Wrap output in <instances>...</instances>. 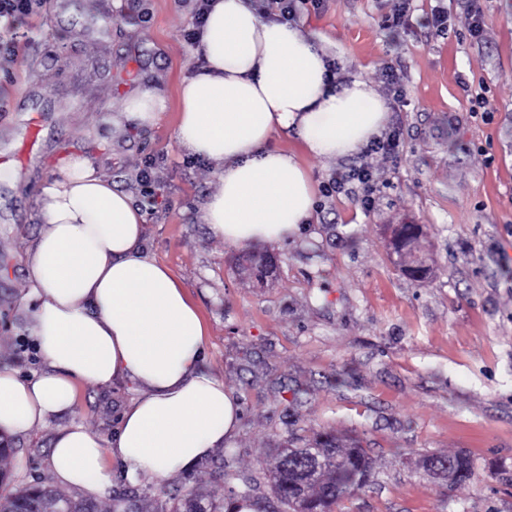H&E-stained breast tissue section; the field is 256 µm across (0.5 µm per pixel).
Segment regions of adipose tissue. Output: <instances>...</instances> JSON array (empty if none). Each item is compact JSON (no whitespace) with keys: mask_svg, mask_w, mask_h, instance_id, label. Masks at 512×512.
<instances>
[{"mask_svg":"<svg viewBox=\"0 0 512 512\" xmlns=\"http://www.w3.org/2000/svg\"><path fill=\"white\" fill-rule=\"evenodd\" d=\"M205 67L178 87L176 138L215 162L220 189L203 206L212 235L243 248L294 235L315 190L292 154L269 147L293 131L315 157L350 155L379 136L388 107L365 81L334 87L326 54L294 26L261 18L247 0H213L200 35ZM165 101L146 88L125 104L132 127L155 125ZM35 206L43 228L28 258L26 305L45 370H0V436L30 432L69 409L81 384L126 380L140 393L111 443L84 425L52 444L54 478L107 495L110 459L129 480L166 481L230 439L236 397L199 368L206 327L174 273L142 249L144 217L83 158L59 161Z\"/></svg>","mask_w":512,"mask_h":512,"instance_id":"ef3b65f1","label":"adipose tissue"}]
</instances>
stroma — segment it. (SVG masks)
I'll return each instance as SVG.
<instances>
[{"label":"stroma","instance_id":"stroma-1","mask_svg":"<svg viewBox=\"0 0 512 512\" xmlns=\"http://www.w3.org/2000/svg\"><path fill=\"white\" fill-rule=\"evenodd\" d=\"M444 3L451 26L424 25ZM397 0H325L297 28L339 66V83L368 82L381 97L386 67L403 76V102L388 126L402 131L397 156L375 157L382 188L372 211L346 197L317 196L310 223L282 243L233 248L210 234L203 205L220 187L212 161L175 136L177 90L204 64L185 31L195 0H50L27 19L15 58L0 60V369L22 379L45 364L25 307L27 256L42 226L34 198L56 157L87 158L97 174L140 205L143 246L169 267L207 330L201 367L237 398L234 437L191 470V485L215 501L223 464L241 479L265 476L290 434L316 431L359 441L373 478L336 512H512V0H480L485 34L467 30L470 0H413L403 25L387 26ZM166 101L156 125L127 129V98L144 88ZM486 91L492 120L471 111ZM271 147L294 154L316 186L360 161L318 158L282 131ZM152 166L153 205L139 172ZM398 224L421 228L417 255L428 278L405 276L389 240ZM275 267L244 277L251 255ZM137 387L81 385L74 406L13 442L0 494L53 483L58 431L81 423L115 435ZM469 454L474 482L448 486L418 466L425 454ZM112 506L135 492L148 512L172 481L126 480L112 463Z\"/></svg>","mask_w":512,"mask_h":512}]
</instances>
